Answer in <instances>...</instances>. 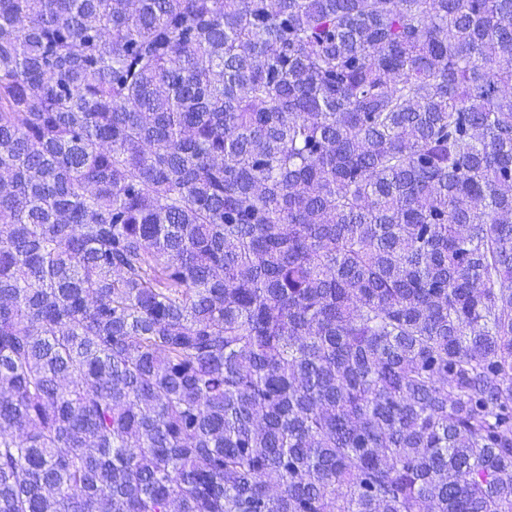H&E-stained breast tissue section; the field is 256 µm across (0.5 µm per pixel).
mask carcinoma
<instances>
[{
    "label": "carcinoma",
    "instance_id": "1",
    "mask_svg": "<svg viewBox=\"0 0 512 512\" xmlns=\"http://www.w3.org/2000/svg\"><path fill=\"white\" fill-rule=\"evenodd\" d=\"M0 512H512V0H0Z\"/></svg>",
    "mask_w": 512,
    "mask_h": 512
}]
</instances>
